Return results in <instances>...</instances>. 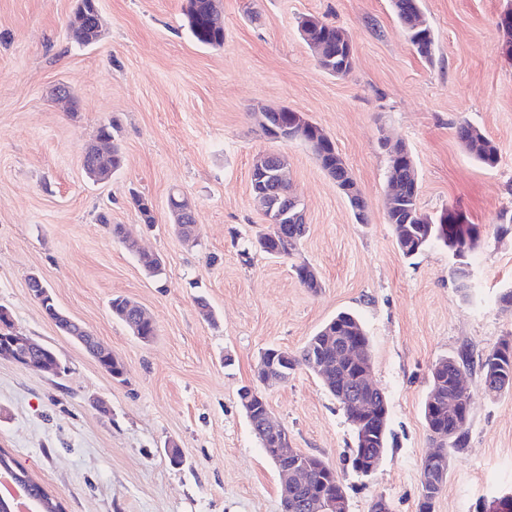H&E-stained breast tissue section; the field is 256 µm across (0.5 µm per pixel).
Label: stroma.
Segmentation results:
<instances>
[{"mask_svg": "<svg viewBox=\"0 0 512 512\" xmlns=\"http://www.w3.org/2000/svg\"><path fill=\"white\" fill-rule=\"evenodd\" d=\"M76 0H0V306L16 331L54 349L44 374L0 358V448L53 492L66 512H283L279 476L239 401L269 348L299 352L339 312L355 313L370 340L376 386L388 400V443L368 476L352 465L354 430L340 403L298 368L264 395L292 445L339 476L349 512H418L421 468L434 445L423 418L430 369L462 348L487 354L512 339V61L499 54L498 17L512 0H422L436 39L433 61L413 49L390 0H220L224 44L187 35L182 0H98L103 31L91 47L67 38ZM312 15L349 37L353 69L327 73L298 32ZM70 86L76 112L54 100ZM262 105L301 113L334 143L366 202L357 221L335 180L301 140L258 127ZM120 126L123 167L87 180L82 147ZM468 122L499 148L484 167L463 149ZM405 145L423 212H461L479 225L466 257L469 289L435 242L399 251L385 208L388 160ZM287 155L307 232L287 257L252 246L264 228L251 164ZM195 204L198 238L185 244L168 209L172 191ZM141 193L155 222L142 224ZM107 213L110 224L100 223ZM123 225L160 256L149 277L113 237ZM312 265L311 292L294 267ZM41 277L57 306L125 365L113 380L61 333L28 287ZM122 295L151 316L140 341L113 315ZM212 318H205L201 303ZM469 439L453 455L433 512H486L512 486V393L486 392L468 370ZM176 444L181 465L166 452Z\"/></svg>", "mask_w": 512, "mask_h": 512, "instance_id": "1", "label": "stroma"}]
</instances>
